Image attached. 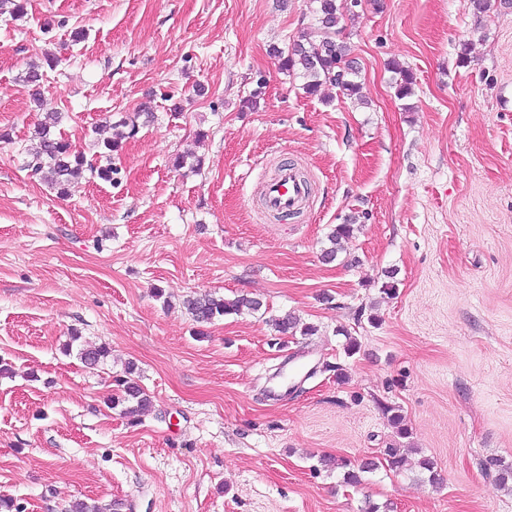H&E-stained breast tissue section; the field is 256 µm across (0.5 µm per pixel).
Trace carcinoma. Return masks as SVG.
Returning a JSON list of instances; mask_svg holds the SVG:
<instances>
[{
    "label": "carcinoma",
    "instance_id": "1",
    "mask_svg": "<svg viewBox=\"0 0 512 512\" xmlns=\"http://www.w3.org/2000/svg\"><path fill=\"white\" fill-rule=\"evenodd\" d=\"M317 3L315 14L324 37L316 42L303 43L297 41L285 51H276L279 68L290 73L300 71L305 79L303 89L309 95L319 92L321 86L327 82L336 85L342 94L350 97L361 96V84L354 80L357 73L355 61L350 57V46L337 39L339 25L342 17L338 11L336 0H314ZM399 74L396 80L397 98L403 99L411 94L414 85L413 73L401 67H394ZM52 124H44L35 131L37 140L34 149L29 152L26 167L32 174L39 176L41 180L51 187L57 188L60 193H66L68 186L81 177L84 171L90 170L97 173L102 180H112V153L119 150V142L109 140L103 144L100 157L105 164L95 166L88 162L86 157L75 151L71 143L52 131ZM354 224H338L330 235L332 247L325 250L323 258L332 261L336 258L342 241L353 236ZM193 321L199 325L212 323L219 317L240 314L247 310L256 313L261 310L263 303L247 296H237L233 299H225L209 294L192 297L184 300ZM271 326L280 335L311 336L316 331L313 325H299L296 317L286 313L270 319ZM109 355V348L104 345L82 347L79 350L80 359L87 365L97 366ZM134 365L126 368V375L117 379V385L121 387V402L125 404L122 414L132 423L139 422L141 414L152 404L150 396L133 377ZM323 467L327 469H342L343 482L358 484L361 482V474L370 473L378 468L372 461L363 462L357 467L351 466L348 461L338 458L323 459ZM486 473L494 474V485L498 490L512 491V465H506L497 459H490L483 463Z\"/></svg>",
    "mask_w": 512,
    "mask_h": 512
}]
</instances>
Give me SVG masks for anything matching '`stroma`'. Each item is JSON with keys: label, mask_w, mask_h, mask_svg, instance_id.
Returning a JSON list of instances; mask_svg holds the SVG:
<instances>
[{"label": "stroma", "mask_w": 512, "mask_h": 512, "mask_svg": "<svg viewBox=\"0 0 512 512\" xmlns=\"http://www.w3.org/2000/svg\"><path fill=\"white\" fill-rule=\"evenodd\" d=\"M337 2L361 102L279 69L275 49L322 36L313 0H27L0 17V496L26 512H512L483 470L512 464V8ZM50 113L90 160L135 120L111 180L61 195L32 177ZM187 153L201 166L176 168ZM286 163L312 193L273 219L260 186ZM208 292L265 310L200 338L181 302ZM287 312L316 333L278 335L267 319ZM75 331L107 361L86 366ZM130 363L152 399L135 424L110 405ZM391 445L407 469L356 485L314 469Z\"/></svg>", "instance_id": "obj_1"}]
</instances>
